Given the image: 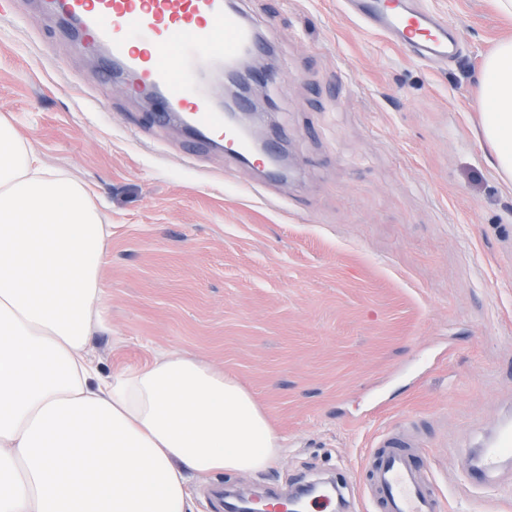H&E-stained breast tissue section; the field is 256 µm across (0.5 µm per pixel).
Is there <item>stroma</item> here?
<instances>
[{
    "label": "stroma",
    "instance_id": "35a3bbf8",
    "mask_svg": "<svg viewBox=\"0 0 512 512\" xmlns=\"http://www.w3.org/2000/svg\"><path fill=\"white\" fill-rule=\"evenodd\" d=\"M426 3L463 34L439 70L340 0H242L276 50L255 134L293 156L260 190L251 168L154 124L41 0L0 9V114L112 226L102 371L195 357L286 439L269 469L194 481L193 512H218L220 489L317 478L345 484L346 512H373V441L410 421L448 512H512V457L490 486L465 471L512 417V190L472 131L480 61L512 28L487 0Z\"/></svg>",
    "mask_w": 512,
    "mask_h": 512
}]
</instances>
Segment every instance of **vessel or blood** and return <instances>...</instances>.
Wrapping results in <instances>:
<instances>
[{
	"instance_id": "1",
	"label": "vessel or blood",
	"mask_w": 512,
	"mask_h": 512,
	"mask_svg": "<svg viewBox=\"0 0 512 512\" xmlns=\"http://www.w3.org/2000/svg\"><path fill=\"white\" fill-rule=\"evenodd\" d=\"M342 7L361 26L428 65L447 66L461 51L457 26L422 0H342ZM55 10L103 49L115 69L134 75L135 93L154 97L157 123H179L199 143L222 147L228 158L255 164L263 177L274 176L266 158L254 152L251 135L225 122L202 82L210 66L244 68L250 54L267 48L235 0H56ZM417 446L401 430L375 440L365 490L377 512H445ZM511 452L507 421L477 456L471 483H479Z\"/></svg>"
}]
</instances>
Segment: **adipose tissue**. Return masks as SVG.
Returning a JSON list of instances; mask_svg holds the SVG:
<instances>
[{"label":"adipose tissue","instance_id":"ef3b65f1","mask_svg":"<svg viewBox=\"0 0 512 512\" xmlns=\"http://www.w3.org/2000/svg\"><path fill=\"white\" fill-rule=\"evenodd\" d=\"M479 73L481 139L511 181V39ZM110 235L0 117V512H188L190 476L265 469L282 446L254 395L193 357L100 370Z\"/></svg>","mask_w":512,"mask_h":512}]
</instances>
